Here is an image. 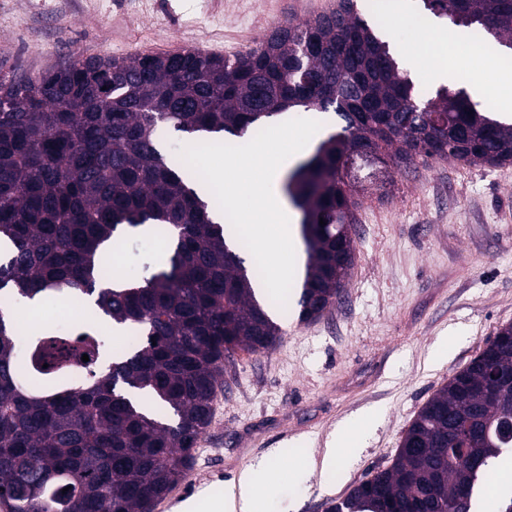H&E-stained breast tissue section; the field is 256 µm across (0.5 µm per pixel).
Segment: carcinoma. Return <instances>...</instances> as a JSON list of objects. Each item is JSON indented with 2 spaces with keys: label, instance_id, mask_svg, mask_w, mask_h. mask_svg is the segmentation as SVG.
<instances>
[{
  "label": "carcinoma",
  "instance_id": "cac0c4a2",
  "mask_svg": "<svg viewBox=\"0 0 512 512\" xmlns=\"http://www.w3.org/2000/svg\"><path fill=\"white\" fill-rule=\"evenodd\" d=\"M422 3L512 50V0ZM104 83L110 95L93 96ZM296 107L339 121L285 184L307 255L301 322L319 317L351 273L352 170L377 179L385 155L399 166L444 156L512 164V124L462 88L421 95L354 0L280 26L232 59L76 56L35 80L0 74V504L9 512H152L191 468L224 360L270 349L280 328L254 293L258 269L213 221L216 199L176 169L158 130L236 144ZM126 228L160 230L167 242L165 261L141 280L112 272ZM19 298L69 299L95 321L66 335L42 325L19 361L10 312ZM114 322L140 344L106 353ZM510 420L512 324L422 407L391 466L327 512H474L484 467L512 448Z\"/></svg>",
  "mask_w": 512,
  "mask_h": 512
}]
</instances>
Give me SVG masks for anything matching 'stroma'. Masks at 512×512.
I'll return each mask as SVG.
<instances>
[{
  "label": "stroma",
  "instance_id": "obj_1",
  "mask_svg": "<svg viewBox=\"0 0 512 512\" xmlns=\"http://www.w3.org/2000/svg\"><path fill=\"white\" fill-rule=\"evenodd\" d=\"M327 0H0V72L38 78L74 56L126 57L214 49L232 57L275 27L320 15ZM431 12L394 15L393 53L419 93L439 87L434 68L461 87L469 70L486 85L493 111L512 106L501 84L512 56L475 33L433 58L424 55ZM386 186L365 185L354 226L351 276L323 315L299 322L295 308L274 319L281 338L262 353L237 351L224 362L209 427L177 487L201 494L200 512L223 498L243 470L273 460L276 483L259 476V512H326L370 474L389 467L421 408L512 324V165L469 166L435 158L410 168L389 165ZM163 260L164 239L123 234L115 268L144 275L145 257ZM368 408L381 420L327 477L294 474L319 461L341 422Z\"/></svg>",
  "mask_w": 512,
  "mask_h": 512
}]
</instances>
